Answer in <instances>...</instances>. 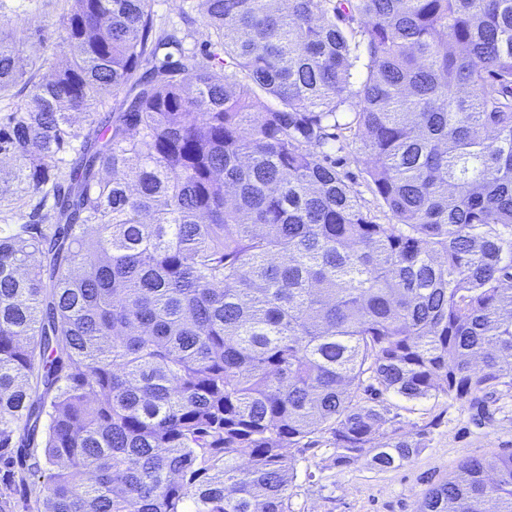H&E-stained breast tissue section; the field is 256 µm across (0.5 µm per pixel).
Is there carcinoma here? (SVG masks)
<instances>
[{"mask_svg": "<svg viewBox=\"0 0 512 512\" xmlns=\"http://www.w3.org/2000/svg\"><path fill=\"white\" fill-rule=\"evenodd\" d=\"M66 2L0 16V512H292L288 449L420 452L383 395L512 391V0ZM1 13L18 29H28L34 35L36 26L49 29L40 32V38L50 35L54 24L66 8L64 0H0ZM21 5V6H19ZM181 6V0H151V8L156 14L157 22L163 26L180 23ZM336 162L354 179L356 182L355 186L358 190L362 191L364 199L372 203V197L364 186V178L361 173L362 165L355 160V156L349 152V149H346L344 152L336 153Z\"/></svg>", "mask_w": 512, "mask_h": 512, "instance_id": "obj_1", "label": "carcinoma"}]
</instances>
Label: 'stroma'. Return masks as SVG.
I'll return each instance as SVG.
<instances>
[{"instance_id": "1", "label": "stroma", "mask_w": 512, "mask_h": 512, "mask_svg": "<svg viewBox=\"0 0 512 512\" xmlns=\"http://www.w3.org/2000/svg\"><path fill=\"white\" fill-rule=\"evenodd\" d=\"M65 7V0H0V13L31 31L52 26ZM385 405L388 429L424 433L421 451L386 471L361 463L338 470L330 467L325 445H316L297 457L293 512H418L425 489L448 478L464 458L512 452V393L480 404L389 395Z\"/></svg>"}]
</instances>
